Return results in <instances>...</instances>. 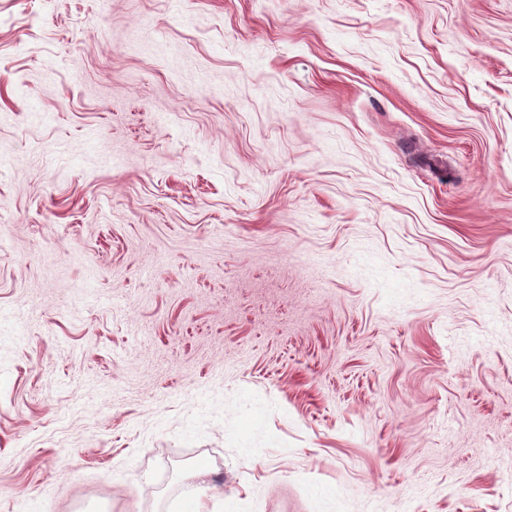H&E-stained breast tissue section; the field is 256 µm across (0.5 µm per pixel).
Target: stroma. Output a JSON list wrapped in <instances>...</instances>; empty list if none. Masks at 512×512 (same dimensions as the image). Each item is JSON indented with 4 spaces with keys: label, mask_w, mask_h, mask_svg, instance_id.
Masks as SVG:
<instances>
[{
    "label": "stroma",
    "mask_w": 512,
    "mask_h": 512,
    "mask_svg": "<svg viewBox=\"0 0 512 512\" xmlns=\"http://www.w3.org/2000/svg\"><path fill=\"white\" fill-rule=\"evenodd\" d=\"M511 462L512 0H0V512H512Z\"/></svg>",
    "instance_id": "obj_1"
}]
</instances>
